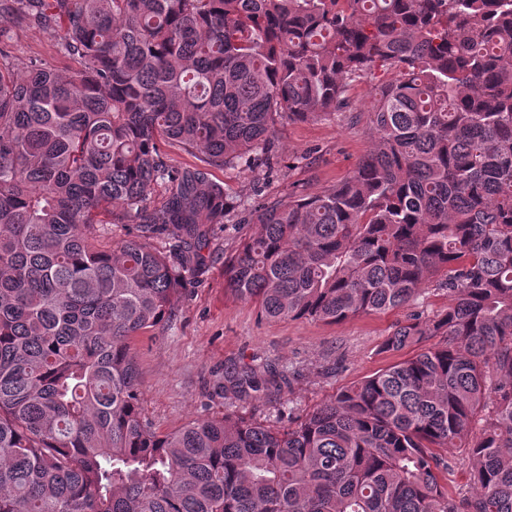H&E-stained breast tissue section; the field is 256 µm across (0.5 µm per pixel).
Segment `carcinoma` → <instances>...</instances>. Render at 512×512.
I'll return each mask as SVG.
<instances>
[{
  "label": "carcinoma",
  "instance_id": "cac0c4a2",
  "mask_svg": "<svg viewBox=\"0 0 512 512\" xmlns=\"http://www.w3.org/2000/svg\"><path fill=\"white\" fill-rule=\"evenodd\" d=\"M0 18V512H512V0H0ZM30 27L71 66L15 63ZM378 69L395 79L348 179L283 205L211 178L273 168L278 124L346 111ZM230 217L254 230L224 293L269 320L336 324L427 286L448 306L382 344L419 351L286 426L159 434L132 342L173 323ZM285 383L242 366L221 389Z\"/></svg>",
  "mask_w": 512,
  "mask_h": 512
}]
</instances>
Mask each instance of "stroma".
I'll return each mask as SVG.
<instances>
[{"mask_svg": "<svg viewBox=\"0 0 512 512\" xmlns=\"http://www.w3.org/2000/svg\"><path fill=\"white\" fill-rule=\"evenodd\" d=\"M14 56L20 63L37 58L65 64L58 37L35 27L16 34ZM391 79L390 73L379 71L356 82L348 93L347 111L281 124L274 169H217L214 179L239 194L284 204L323 193L348 178L370 149L375 94ZM251 231L248 224L215 225L208 264L188 286L175 322L133 341L142 414L156 431L223 416L226 407L215 386L233 367L266 362L289 369V383L280 392L249 398L235 409L245 418L274 422L287 410L296 417L306 415L342 387L398 360L380 346L406 309L329 325L304 318L268 320L253 304L225 296L224 260Z\"/></svg>", "mask_w": 512, "mask_h": 512, "instance_id": "1", "label": "stroma"}]
</instances>
